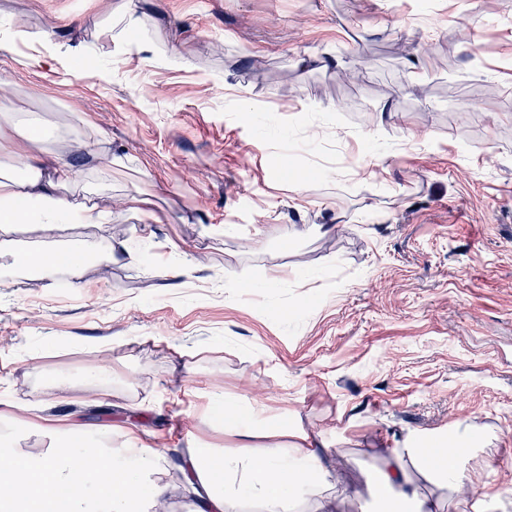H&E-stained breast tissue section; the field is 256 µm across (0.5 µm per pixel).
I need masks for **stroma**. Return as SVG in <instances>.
<instances>
[{
	"label": "stroma",
	"mask_w": 512,
	"mask_h": 512,
	"mask_svg": "<svg viewBox=\"0 0 512 512\" xmlns=\"http://www.w3.org/2000/svg\"><path fill=\"white\" fill-rule=\"evenodd\" d=\"M122 2L0 0V80L52 122L71 196L113 202L53 247L142 251L0 268L13 447L47 452V426L133 437L164 459L168 512H198L185 449L264 443L257 421L227 430L220 397L340 452L332 512H384L385 449L460 426L497 499L420 494L512 512V0H132L141 36L112 37ZM48 26L68 56L28 66L15 34ZM92 135L119 166L90 169ZM174 246L192 276L166 274ZM229 273L244 286L218 287Z\"/></svg>",
	"instance_id": "obj_1"
}]
</instances>
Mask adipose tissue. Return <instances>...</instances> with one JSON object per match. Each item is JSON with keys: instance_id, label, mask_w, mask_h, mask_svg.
I'll list each match as a JSON object with an SVG mask.
<instances>
[{"instance_id": "adipose-tissue-1", "label": "adipose tissue", "mask_w": 512, "mask_h": 512, "mask_svg": "<svg viewBox=\"0 0 512 512\" xmlns=\"http://www.w3.org/2000/svg\"><path fill=\"white\" fill-rule=\"evenodd\" d=\"M40 126V120H31L14 145L28 155L23 173L14 174L8 167L0 170V265L50 272L70 264V253L18 251L7 234L16 225L31 224L50 238L66 226L108 223L112 211L88 197L65 196L79 172L59 153L43 147ZM22 432L15 425L9 435H0V512H140L146 502L153 512H162L167 485L155 449L129 442L116 447L108 435L53 429V446L47 453L24 455L11 444ZM262 435L266 445L243 453L187 449L184 463L199 484L206 512H237L243 500L256 502L262 512H296L299 504L320 495L319 478L331 460L317 451L313 437L276 424ZM469 454L466 444L450 451L439 439L426 448L395 450L380 477L379 495L416 499L417 473L453 491L473 488L466 468Z\"/></svg>"}]
</instances>
